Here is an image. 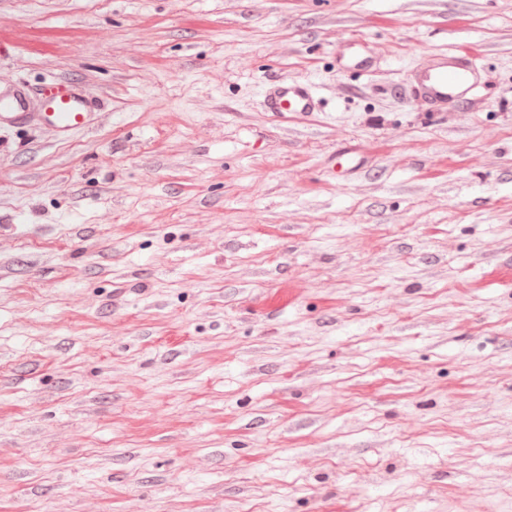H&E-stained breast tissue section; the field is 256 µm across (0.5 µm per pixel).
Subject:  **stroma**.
<instances>
[{
  "instance_id": "stroma-1",
  "label": "stroma",
  "mask_w": 512,
  "mask_h": 512,
  "mask_svg": "<svg viewBox=\"0 0 512 512\" xmlns=\"http://www.w3.org/2000/svg\"><path fill=\"white\" fill-rule=\"evenodd\" d=\"M0 43L100 104L0 128V512H512V0H0ZM459 48L486 96L419 110ZM340 65L346 68L368 71L372 69L371 57L364 52L356 41L349 42L346 47L337 54ZM264 107L273 115L293 114L305 119L321 109V100L310 85L277 83L271 85L264 96Z\"/></svg>"
}]
</instances>
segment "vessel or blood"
Segmentation results:
<instances>
[{"instance_id": "b4317fda", "label": "vessel or blood", "mask_w": 512, "mask_h": 512, "mask_svg": "<svg viewBox=\"0 0 512 512\" xmlns=\"http://www.w3.org/2000/svg\"><path fill=\"white\" fill-rule=\"evenodd\" d=\"M340 65L367 71L372 69L371 57L357 42H349L337 55ZM409 86L411 95L424 111L444 112L461 101L479 97L483 88L481 72L472 52L456 50L435 55L413 69ZM41 110L31 113L30 98L21 87L0 89V125H14L30 120L53 128L61 137L85 129L91 120L93 103L73 81L55 80L40 95ZM266 111L275 115L293 114L304 119L320 111L321 100L308 85L277 83L264 96Z\"/></svg>"}]
</instances>
